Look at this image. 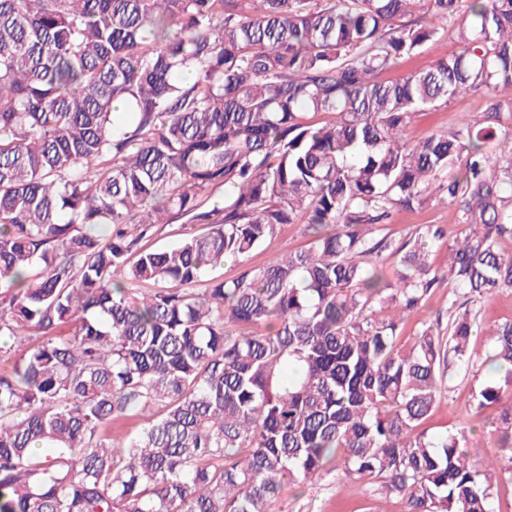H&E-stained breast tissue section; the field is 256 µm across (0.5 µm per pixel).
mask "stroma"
Segmentation results:
<instances>
[{"label": "stroma", "mask_w": 512, "mask_h": 512, "mask_svg": "<svg viewBox=\"0 0 512 512\" xmlns=\"http://www.w3.org/2000/svg\"><path fill=\"white\" fill-rule=\"evenodd\" d=\"M485 101L478 95H467L450 102L448 106L416 113L408 127L407 135L418 140L435 131L454 128L459 117H467L478 123L483 119ZM424 224H440L449 233L459 232L458 211L455 205L431 201L423 205L395 213L392 223L383 225L381 232L395 242L401 243L413 237ZM310 236L300 224L278 225L274 235L267 238L257 249L243 260L225 261L215 271L216 277L231 280L238 277L244 268H258L273 257L288 252L307 249ZM448 286L432 289L422 306L405 322L397 340L400 350H408L419 331L426 325H448ZM470 310L477 315L478 333L474 338V349L485 353L491 346V335L497 326L512 322V291L495 298L470 302ZM488 372L478 367L465 372L448 368L445 390L427 420L423 424L428 435L439 437L447 433L469 428L484 456L505 459V451L495 445L500 432L501 408L490 405L477 410L472 406L475 389L484 382ZM280 512H403L400 498L377 499L374 487L368 482L344 479L342 472L331 471L316 483L303 486H284L279 498Z\"/></svg>", "instance_id": "1"}]
</instances>
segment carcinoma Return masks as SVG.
<instances>
[{
    "label": "carcinoma",
    "instance_id": "1",
    "mask_svg": "<svg viewBox=\"0 0 512 512\" xmlns=\"http://www.w3.org/2000/svg\"><path fill=\"white\" fill-rule=\"evenodd\" d=\"M476 94L482 122L408 138ZM433 184L465 226L445 270L440 224L376 236ZM510 189L512 0H0V512H275L333 464L404 512H493L469 431L419 427L448 361L479 362L457 293L512 290ZM178 220L203 231L141 249ZM299 223L308 249L196 288ZM444 280L447 333L400 351ZM479 363L512 384V322ZM501 385L474 406L512 452ZM454 49V43L446 38L429 42L418 54L402 62L398 69L383 75L382 79H395L410 72L428 69L439 58L444 57L446 53H450Z\"/></svg>",
    "mask_w": 512,
    "mask_h": 512
}]
</instances>
